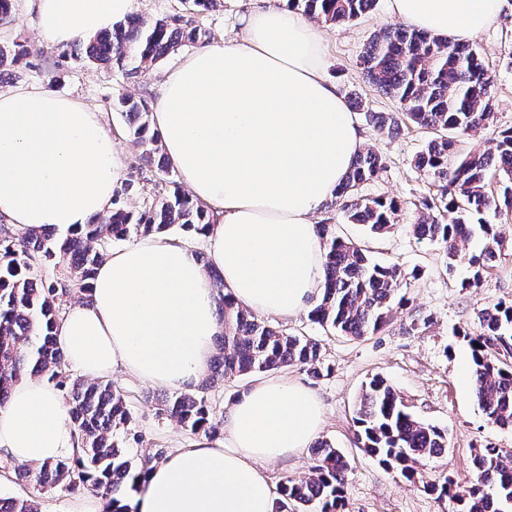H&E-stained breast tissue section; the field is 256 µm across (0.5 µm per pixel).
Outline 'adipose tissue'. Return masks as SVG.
Masks as SVG:
<instances>
[{
    "label": "adipose tissue",
    "instance_id": "adipose-tissue-1",
    "mask_svg": "<svg viewBox=\"0 0 512 512\" xmlns=\"http://www.w3.org/2000/svg\"><path fill=\"white\" fill-rule=\"evenodd\" d=\"M43 40H88L133 0H30ZM503 0H390L394 15L461 42L492 26ZM321 33L285 6L253 8L240 33L170 70L154 104L166 156L195 201L219 221L206 262L184 238H144L95 270L92 300L63 312L56 336L68 367L95 378L120 370L168 389L195 386L222 330L225 293L256 313L289 319L322 288L314 216L360 152L363 137L325 76ZM115 137L83 103L39 87L0 90V218L25 232H65L109 213L126 166ZM322 409L284 378L263 379L224 410V441L201 440L152 463L136 512H274L264 465L299 456ZM74 432L59 392L28 379L0 406V453L40 465L70 454Z\"/></svg>",
    "mask_w": 512,
    "mask_h": 512
}]
</instances>
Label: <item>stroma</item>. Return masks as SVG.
<instances>
[{
    "label": "stroma",
    "instance_id": "1",
    "mask_svg": "<svg viewBox=\"0 0 512 512\" xmlns=\"http://www.w3.org/2000/svg\"><path fill=\"white\" fill-rule=\"evenodd\" d=\"M15 20L0 24V41L21 32L29 51L26 63L0 77V88L43 86L58 95L84 102L97 112L104 128L116 135L127 160V175L137 179L155 174L160 160L142 162L141 150L125 133V122L113 110L117 95L127 93L155 102L164 72L188 56V49L169 55L138 77H126L121 69L87 64L74 48L44 42L29 0H15ZM260 0H223L204 19L210 42L231 39L239 31V16L259 7ZM389 0H378L375 8L343 26H321L326 76L347 98L366 145L385 157L383 178L364 186L365 194L393 197L404 203L407 214L385 236H366L361 226L344 223L340 214L324 204L317 223H330L336 237L366 244L374 261L398 265L405 275L399 290L404 302L395 306L389 326L361 339L342 337L312 323L307 313L288 320L290 331L311 337L322 346L325 369L312 376L305 368L291 366L282 374L315 394L322 405L321 439L339 448L350 463L344 512H458L455 498L429 491V483L451 479L457 491L468 490L473 480V458L487 447L512 454V430L488 422L474 396L472 382L462 379V359L468 354L466 333L475 331L483 310L502 301H512V217L487 213L503 242L493 268L478 286L464 287L465 267L448 271L438 244L420 241L411 231L415 204L432 187L414 165L416 154L431 138V131L408 126L388 135L370 123V112L392 113L397 103L376 90L359 64L369 37L386 26L397 25ZM490 64L494 77L495 109L492 123L470 137V144L487 149L498 130L512 127V0H506L498 22L471 40ZM388 379L407 410L420 420L448 434V446L439 455L423 460L420 477L408 481L382 466L359 448L354 435L353 411L362 383L373 375ZM124 394L133 414V425L141 431L139 454H155L195 441L175 421L158 419L146 396L161 394L159 386L123 374L111 377ZM0 495L35 496L39 512H93L96 501L55 489L32 494L30 488L0 476Z\"/></svg>",
    "mask_w": 512,
    "mask_h": 512
}]
</instances>
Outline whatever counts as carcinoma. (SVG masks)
<instances>
[{
    "mask_svg": "<svg viewBox=\"0 0 512 512\" xmlns=\"http://www.w3.org/2000/svg\"><path fill=\"white\" fill-rule=\"evenodd\" d=\"M189 2V16L177 12L152 23L127 16L89 40L87 60L112 64L136 76L170 54L196 45L206 36L203 19L217 0ZM289 2L310 19L342 26L372 9L376 0ZM27 55L19 38L5 40L0 43V69ZM361 62L371 84L397 102L405 119L434 133L416 155L415 167L430 179L436 193L420 201L413 235L439 244L449 269L466 266L470 276L463 285H478L503 247L483 214L491 209L512 213V127L498 131L490 149L459 147L462 139L493 120L489 65L477 48L443 42L414 27L374 34ZM112 106L125 118V131L141 148V159L151 160L161 144L159 134L151 130L147 103L120 94ZM368 118L391 135L401 131L397 117L390 113L371 112ZM386 169L380 154L364 149L336 190L343 219L363 226L371 236L388 233L403 215L398 200L362 193ZM493 183L498 186L495 193L489 190ZM215 223L212 212L170 181L149 178L118 188L108 216L65 233L44 229L16 237L0 224V406L18 383L44 378L62 393L78 435L74 453L53 462L30 467L1 457L3 477L29 486L34 493L51 487L73 495L90 494L98 499L102 512H131L126 489L137 490L143 470L162 459L163 452L148 456L131 452L127 440L137 443L142 434L131 428L133 416L124 395L106 379H71L54 328L66 297H91L96 266L112 242L133 234L163 235L175 227L188 235L200 234ZM318 235L324 252V287L309 312L310 321L355 338L382 330L391 319L403 281L401 270L371 261L362 243L336 238L327 224L318 225ZM39 261L58 267V275L43 277L35 267ZM211 280L222 303L223 354L197 388L146 397V402L156 405L157 416L210 440L223 435L208 395L215 384L293 365L317 373L322 364L318 341L232 302L223 294L221 275L213 272ZM465 337L478 405L490 422L512 428V303L484 310L477 329ZM353 422L361 447L409 479L417 475L421 461L448 447L446 433L408 412L381 376L362 387ZM473 467L474 479L464 493H451L448 480L432 483L430 489L456 498L459 512H512V458L486 448L475 454ZM349 469L348 459L331 442H319L309 474L279 484L275 512H342ZM0 512L38 509L32 496H0Z\"/></svg>",
    "mask_w": 512,
    "mask_h": 512,
    "instance_id": "cac0c4a2",
    "label": "carcinoma"
}]
</instances>
